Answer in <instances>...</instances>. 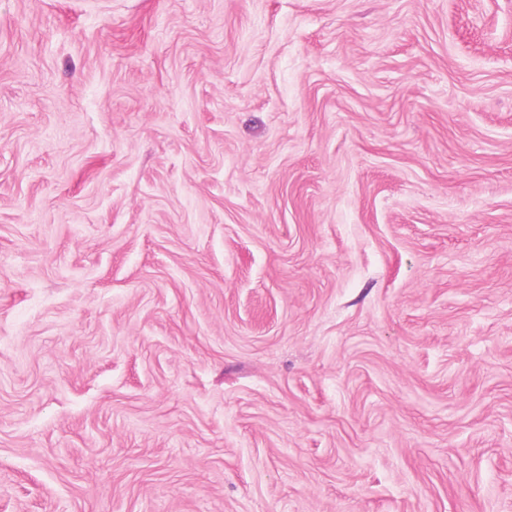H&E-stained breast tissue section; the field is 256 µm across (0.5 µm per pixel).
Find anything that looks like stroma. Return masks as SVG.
<instances>
[{"label": "stroma", "instance_id": "1", "mask_svg": "<svg viewBox=\"0 0 512 512\" xmlns=\"http://www.w3.org/2000/svg\"><path fill=\"white\" fill-rule=\"evenodd\" d=\"M0 512H512V0H0Z\"/></svg>", "mask_w": 512, "mask_h": 512}]
</instances>
